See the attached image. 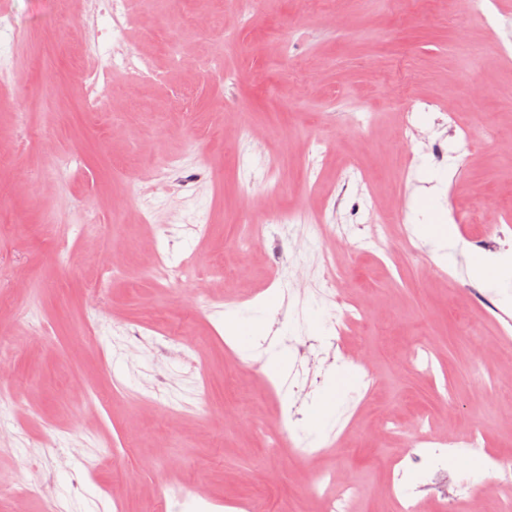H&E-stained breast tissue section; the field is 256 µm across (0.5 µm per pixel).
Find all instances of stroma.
<instances>
[{
    "label": "stroma",
    "instance_id": "35a3bbf8",
    "mask_svg": "<svg viewBox=\"0 0 512 512\" xmlns=\"http://www.w3.org/2000/svg\"><path fill=\"white\" fill-rule=\"evenodd\" d=\"M236 2L179 0L171 45L164 8L134 0L132 35L161 78L113 75L106 108L89 123L73 70L82 52L78 7L49 21L42 0H9L6 16L30 39L12 85L0 90V360L9 368L0 390L13 399L14 421L0 432V512H43L47 494L56 512H240L252 498L261 512H324L316 490L324 472L356 482L354 512H392L397 454L414 450L406 425L414 416L432 421L436 435L475 431L486 452L512 453V335H501L490 315L494 296L465 278L466 256L442 277L412 230L431 218L428 173L445 169L453 176L437 206L474 252L505 249L488 242L482 226L512 211V66L498 50L512 39V0H499L507 23L496 28L476 13L449 22L428 4L397 15L389 0H348L338 24L334 0L317 11L303 0H254L247 23ZM202 11L213 13L216 32L197 27ZM176 53L212 55L222 70L174 67ZM409 96L453 99L469 141L438 112L417 113L413 135L400 138ZM359 112L369 120L356 121ZM116 124L126 134L113 139ZM247 125L264 127L263 139H241ZM146 141L188 164L175 174V190L154 201V222L128 249L126 270L103 277V246L123 245L113 213L137 204L124 191ZM438 142L447 150L441 162L432 155ZM72 151L83 153V165L62 183L48 182L49 156ZM273 155L287 188L277 197L265 192ZM20 172L29 190H18ZM67 197L95 221L63 249L45 220ZM371 198L378 210L366 208ZM271 210L349 228L384 218L387 234L361 252L337 236L310 245L303 226L273 224L261 247H246L239 220ZM202 212L213 229L187 232ZM158 252L201 274L223 262V279L209 284L212 303L195 304L183 280L170 292L156 288ZM326 255L344 275L340 297L377 310L343 333L314 288ZM300 263L306 279L296 285L286 269ZM273 294L281 306L267 314L263 336L240 348L224 333L225 315L250 313ZM316 316L324 329L314 335L307 321ZM89 317L94 331L76 336ZM463 318L486 337L481 352L460 335ZM154 323L165 335L151 331ZM186 329L202 343L189 361L168 339ZM429 335L436 341L428 362L404 364L403 354ZM272 337L294 368L284 385L259 359ZM312 338L364 359L377 381L372 391L349 393L320 437L308 430L306 407L322 395L326 373H309L297 350ZM204 381L210 396L201 408ZM80 385L110 398L88 406ZM243 392L252 396V422L225 430L224 408ZM106 443L119 453L103 466ZM462 477L435 463L421 512H449Z\"/></svg>",
    "mask_w": 512,
    "mask_h": 512
}]
</instances>
